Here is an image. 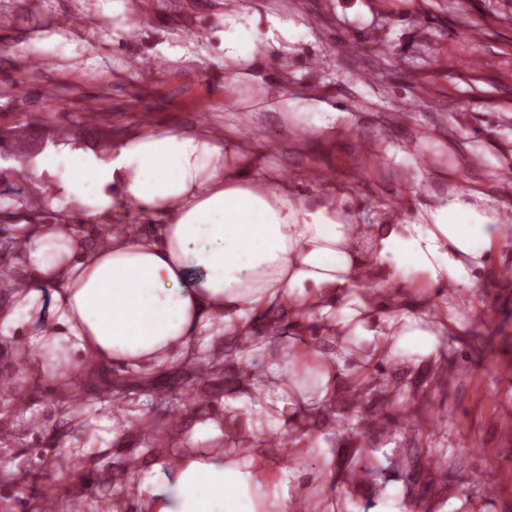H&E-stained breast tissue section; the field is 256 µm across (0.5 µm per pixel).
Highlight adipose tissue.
Here are the masks:
<instances>
[{
  "label": "adipose tissue",
  "mask_w": 512,
  "mask_h": 512,
  "mask_svg": "<svg viewBox=\"0 0 512 512\" xmlns=\"http://www.w3.org/2000/svg\"><path fill=\"white\" fill-rule=\"evenodd\" d=\"M224 66L247 75L259 47L241 13L225 12ZM68 159L67 177L57 175ZM44 182V208L79 222L22 225V264L0 301V346L28 341L50 382L78 385L84 366L142 377L191 361L214 337L253 341L259 317L281 305L301 323L321 320L339 346L370 337L365 358L412 346L435 350L448 329L449 282L475 285L496 235L493 218L460 202H439L378 236L351 221L345 199L298 195L273 167H261L236 135L212 127H149L116 142L108 156L50 139L28 162ZM132 208L162 215L149 231L123 229L87 241L84 227ZM384 281L401 272L423 296L421 310L381 308L363 271ZM262 376L256 445L162 458L124 478L138 512H298L278 456L258 447L267 428L298 406L327 399L336 356L299 343ZM318 373L313 396L291 394L288 361Z\"/></svg>",
  "instance_id": "1"
}]
</instances>
